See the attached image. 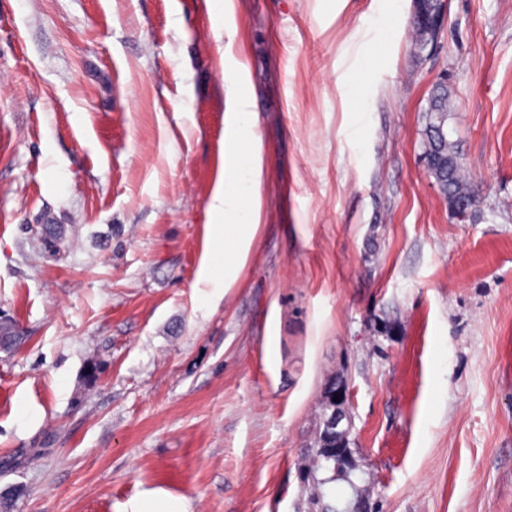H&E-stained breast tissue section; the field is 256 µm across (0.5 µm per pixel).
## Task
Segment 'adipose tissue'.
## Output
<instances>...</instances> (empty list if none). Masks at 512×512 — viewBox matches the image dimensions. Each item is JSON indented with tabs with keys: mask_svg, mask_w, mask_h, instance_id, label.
I'll list each match as a JSON object with an SVG mask.
<instances>
[{
	"mask_svg": "<svg viewBox=\"0 0 512 512\" xmlns=\"http://www.w3.org/2000/svg\"><path fill=\"white\" fill-rule=\"evenodd\" d=\"M224 178L210 200L213 241L222 247L223 263L207 268V280L232 287L246 264L260 224V189L263 181L261 143L253 128L255 116L243 83L225 84Z\"/></svg>",
	"mask_w": 512,
	"mask_h": 512,
	"instance_id": "adipose-tissue-1",
	"label": "adipose tissue"
}]
</instances>
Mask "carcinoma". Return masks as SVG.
Returning a JSON list of instances; mask_svg holds the SVG:
<instances>
[{
    "label": "carcinoma",
    "instance_id": "carcinoma-1",
    "mask_svg": "<svg viewBox=\"0 0 512 512\" xmlns=\"http://www.w3.org/2000/svg\"><path fill=\"white\" fill-rule=\"evenodd\" d=\"M428 100L433 102L438 112L425 121L421 130L423 160L448 205L470 212L478 203V195L464 170L454 142L448 139V116L452 111L450 88L433 85ZM21 340L22 337L11 328V324L0 325L1 350L13 349Z\"/></svg>",
    "mask_w": 512,
    "mask_h": 512
}]
</instances>
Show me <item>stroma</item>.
<instances>
[{
    "label": "stroma",
    "mask_w": 512,
    "mask_h": 512,
    "mask_svg": "<svg viewBox=\"0 0 512 512\" xmlns=\"http://www.w3.org/2000/svg\"><path fill=\"white\" fill-rule=\"evenodd\" d=\"M447 2L418 61L411 0H0V512H512V0ZM443 74L463 221L421 160ZM228 76L265 167L230 289ZM337 383L351 480L320 488Z\"/></svg>",
    "instance_id": "obj_1"
}]
</instances>
